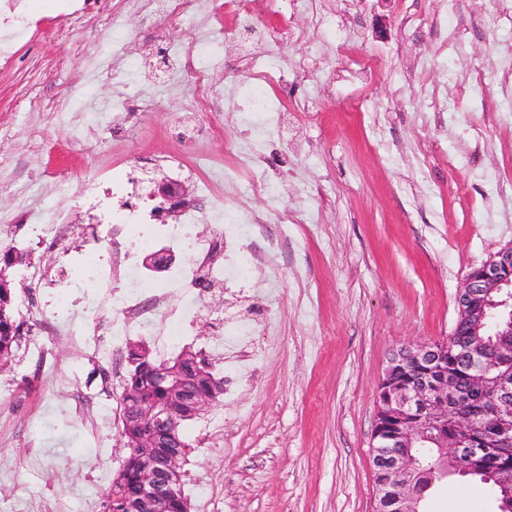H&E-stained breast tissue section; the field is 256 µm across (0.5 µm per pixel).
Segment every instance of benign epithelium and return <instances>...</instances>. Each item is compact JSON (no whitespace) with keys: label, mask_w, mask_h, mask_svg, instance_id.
<instances>
[{"label":"benign epithelium","mask_w":512,"mask_h":512,"mask_svg":"<svg viewBox=\"0 0 512 512\" xmlns=\"http://www.w3.org/2000/svg\"><path fill=\"white\" fill-rule=\"evenodd\" d=\"M150 197L159 200L158 213L177 217L187 207L181 181L164 177L150 180ZM457 314L471 320V339L463 346L462 371H448V338L403 345L393 351L376 389V423L372 433L370 462L377 475L388 481L376 484L374 512H427V496L418 480L428 473L442 481L466 475L474 461L483 456L501 492L506 507H512V374L498 370L487 353L494 344L496 354L512 357V246L489 256L468 272L456 298ZM199 376L210 385V395L193 400L198 415L224 392V381L212 375V365L200 364ZM159 381L168 384L171 398L143 404L138 419L151 430L140 444L139 454L152 456L154 431L175 434L182 414L178 404L186 384L182 376L162 365L155 369ZM491 392L494 402L495 434L487 447H476L468 439L471 417L461 403ZM416 448H432L428 459ZM187 449H177L155 458L140 474L141 495L130 512H170L181 502V463Z\"/></svg>","instance_id":"obj_1"}]
</instances>
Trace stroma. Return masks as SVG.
I'll return each instance as SVG.
<instances>
[{"label":"stroma","instance_id":"1","mask_svg":"<svg viewBox=\"0 0 512 512\" xmlns=\"http://www.w3.org/2000/svg\"><path fill=\"white\" fill-rule=\"evenodd\" d=\"M33 20L73 15L64 41L34 35L0 68V129L11 154L0 167V230L55 269V253L31 246L26 225L87 224V207L64 184L113 168L137 171L142 157L183 181L192 203L243 197L249 211L288 220V247L267 252L249 287L209 295L184 346L207 350L214 319L224 351L214 354L223 396L207 410L224 417L209 440L200 418L184 421L182 462L190 512H373L369 460L377 383L396 348L449 335L465 275L512 245V0H294L291 37L272 0L246 18L202 10L220 34L211 68L224 104L199 112L181 64L200 30L169 28L125 0H18ZM124 15L121 30L106 27ZM347 43V54L337 47ZM298 63L284 114L264 162L276 185L253 190L225 180L226 142L260 127L243 110L256 61ZM118 65V81L102 69ZM38 84L43 109L24 111L20 90ZM144 109L135 126L115 101ZM207 128L181 134L186 115ZM61 372L80 371L91 389L106 377L88 354L52 343ZM18 352L0 370V505L42 512L70 492L74 512H104L112 472L99 455L124 457L119 424L93 438L77 395L32 380ZM201 480L197 493L192 480ZM429 512H498L488 488L449 477Z\"/></svg>","mask_w":512,"mask_h":512}]
</instances>
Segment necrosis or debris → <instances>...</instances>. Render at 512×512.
<instances>
[{
  "instance_id": "obj_1",
  "label": "necrosis or debris",
  "mask_w": 512,
  "mask_h": 512,
  "mask_svg": "<svg viewBox=\"0 0 512 512\" xmlns=\"http://www.w3.org/2000/svg\"><path fill=\"white\" fill-rule=\"evenodd\" d=\"M121 196L122 205L100 214L98 223L89 225L80 249H72L74 234L70 224H33L29 233L48 240L50 248L62 255V280H54L40 266L24 271L31 296L54 289L57 309L42 312L32 304V315L38 316V328L24 337L28 355L40 364L44 376H57L63 386L80 391L85 381L80 373L57 375L44 339L45 333L65 338L83 348L101 364L119 369L127 337L141 336L152 340L161 352L178 348L188 327L198 318L206 293L207 281L231 279L245 286L253 280L256 247L241 237L236 222L223 225L219 236H204L198 229L199 214L192 213L182 224L157 221L137 206L140 192L137 177L128 172L102 179L83 180L71 190L78 198H89L100 189ZM136 243L125 256L124 269L112 265V252L121 240ZM164 247L187 256V263L168 268L157 276L140 261L143 254ZM106 310L111 318L105 337H90L85 320L90 311Z\"/></svg>"
}]
</instances>
